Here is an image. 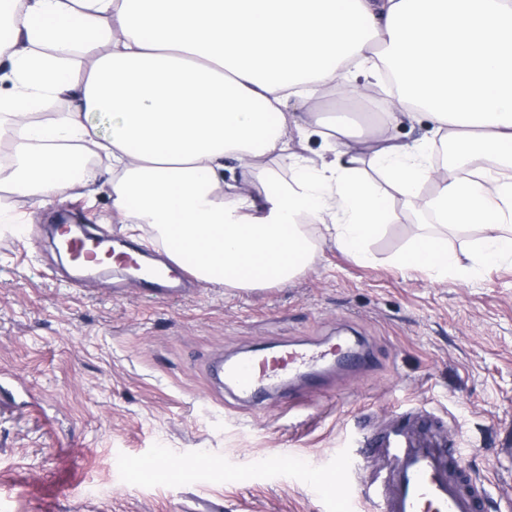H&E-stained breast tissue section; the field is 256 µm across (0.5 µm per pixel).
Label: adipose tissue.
<instances>
[{
    "mask_svg": "<svg viewBox=\"0 0 512 512\" xmlns=\"http://www.w3.org/2000/svg\"><path fill=\"white\" fill-rule=\"evenodd\" d=\"M1 60L0 140L14 162L0 167L11 190L0 215L95 183L78 150L90 143L112 159L113 209L193 249L204 282H287L314 255L306 218L368 260L367 242L401 220L389 186L411 199L431 187L434 223L482 231L464 265L420 230L399 269L469 283L512 263V0H23ZM382 78L393 93L366 133L309 106L317 88L364 97ZM64 93L72 111L30 121ZM416 117L453 141V166L394 137ZM302 128L319 159L291 152ZM270 158L288 160L292 178L251 191Z\"/></svg>",
    "mask_w": 512,
    "mask_h": 512,
    "instance_id": "1",
    "label": "adipose tissue"
}]
</instances>
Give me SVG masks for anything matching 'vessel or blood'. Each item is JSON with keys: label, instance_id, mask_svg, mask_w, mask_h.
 <instances>
[{"label": "vessel or blood", "instance_id": "1", "mask_svg": "<svg viewBox=\"0 0 512 512\" xmlns=\"http://www.w3.org/2000/svg\"><path fill=\"white\" fill-rule=\"evenodd\" d=\"M373 362L374 350L362 340L328 336L311 347L289 344L275 361L255 350L235 360L220 359L211 372L258 410L272 392L316 390L334 372L356 373ZM357 452L366 463L363 478L340 460L331 474L317 480L321 499L336 512H350L339 492L349 482L376 512H512V491L490 485L468 466L461 450L449 444L443 418L433 413H390L382 429L362 438Z\"/></svg>", "mask_w": 512, "mask_h": 512}]
</instances>
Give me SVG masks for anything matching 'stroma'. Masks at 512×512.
Here are the masks:
<instances>
[{
  "label": "stroma",
  "instance_id": "1",
  "mask_svg": "<svg viewBox=\"0 0 512 512\" xmlns=\"http://www.w3.org/2000/svg\"><path fill=\"white\" fill-rule=\"evenodd\" d=\"M389 89L351 101L318 89L319 112L377 120ZM408 217L373 239L361 262L318 236L311 264L288 283L227 288L195 281L178 294L148 292L104 270L73 285L44 232L76 209L94 234L160 258L149 227L130 230L110 186L43 206L21 205L23 230L0 222V512H329L309 481L391 410H426L451 425L465 461L491 483L512 482L497 449L512 447V264L480 280H437L402 271L417 205L389 192ZM350 329L377 359L291 403L270 396L260 411L220 394L207 375L217 355L280 347ZM293 454V470L267 471L268 449ZM155 459L159 476L134 484L126 464ZM249 471L247 484L201 473ZM70 487L62 498L53 488Z\"/></svg>",
  "mask_w": 512,
  "mask_h": 512
}]
</instances>
